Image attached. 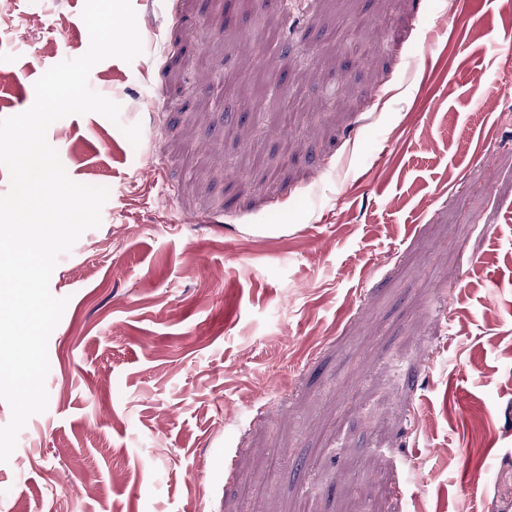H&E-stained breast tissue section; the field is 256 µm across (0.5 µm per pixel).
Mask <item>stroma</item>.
<instances>
[{"instance_id":"35a3bbf8","label":"stroma","mask_w":512,"mask_h":512,"mask_svg":"<svg viewBox=\"0 0 512 512\" xmlns=\"http://www.w3.org/2000/svg\"><path fill=\"white\" fill-rule=\"evenodd\" d=\"M84 3L0 0L41 19L0 47V119L87 51ZM132 5L142 54L89 75L118 122L47 131L109 198L52 273L0 512H512V10Z\"/></svg>"}]
</instances>
